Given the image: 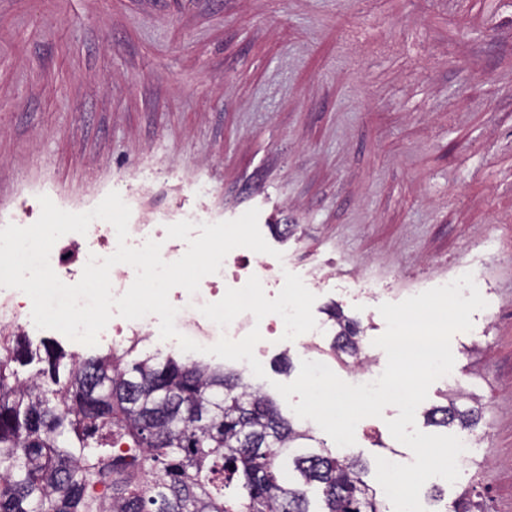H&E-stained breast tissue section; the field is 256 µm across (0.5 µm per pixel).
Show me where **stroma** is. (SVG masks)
Here are the masks:
<instances>
[{
  "label": "stroma",
  "mask_w": 512,
  "mask_h": 512,
  "mask_svg": "<svg viewBox=\"0 0 512 512\" xmlns=\"http://www.w3.org/2000/svg\"><path fill=\"white\" fill-rule=\"evenodd\" d=\"M136 195L140 220L259 211L312 282L316 321L360 324L369 367L397 303L468 268L488 285L451 350L483 417L445 500L512 512V0H0V213ZM368 291H357L358 281ZM274 396L296 342L254 348ZM382 417L348 454L413 462Z\"/></svg>",
  "instance_id": "stroma-1"
}]
</instances>
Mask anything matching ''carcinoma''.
Here are the masks:
<instances>
[{
    "label": "carcinoma",
    "mask_w": 512,
    "mask_h": 512,
    "mask_svg": "<svg viewBox=\"0 0 512 512\" xmlns=\"http://www.w3.org/2000/svg\"><path fill=\"white\" fill-rule=\"evenodd\" d=\"M336 357L357 322L332 313ZM84 356L0 332V512H390L358 457L313 448L238 374L188 359ZM453 391L426 411L472 430L481 410Z\"/></svg>",
    "instance_id": "obj_1"
}]
</instances>
